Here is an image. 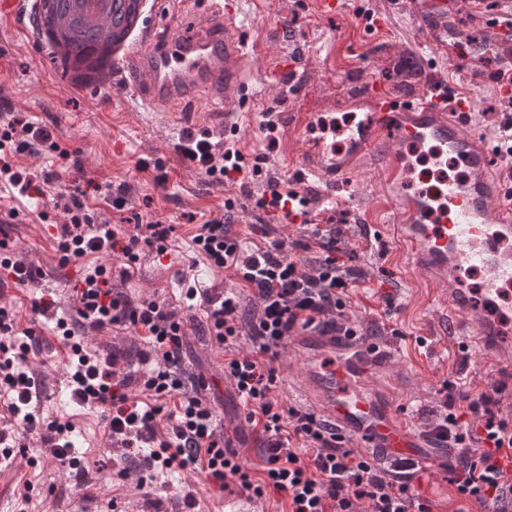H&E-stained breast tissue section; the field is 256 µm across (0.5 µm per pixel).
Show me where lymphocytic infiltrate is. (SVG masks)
Listing matches in <instances>:
<instances>
[{"instance_id": "f902f5d3", "label": "lymphocytic infiltrate", "mask_w": 512, "mask_h": 512, "mask_svg": "<svg viewBox=\"0 0 512 512\" xmlns=\"http://www.w3.org/2000/svg\"><path fill=\"white\" fill-rule=\"evenodd\" d=\"M52 134L24 118L10 120L0 130V182L5 181L30 192L32 179L13 169L9 150L52 146ZM180 155L219 184H247L261 175L266 155L246 159L236 137L212 141L209 134L186 133L177 146ZM310 201L287 182L269 179L253 206L267 215L310 227L323 254L315 266L294 260L282 240L272 239L252 250L243 249L227 216L234 200L224 205L225 216L200 225L192 241L211 265L234 270L249 290L241 297L235 289L205 295L210 332L225 349L236 346L241 334H249L254 356L230 358L224 375L233 385L247 412L246 422L262 433L265 478L253 480L238 461L235 449L215 435V412L198 396L181 395L182 383L174 368L181 359L185 325L166 304L144 299L139 303L113 295L105 268L87 275L77 290V323L61 317L56 326L69 347L72 362L69 388L79 405L109 414V437L124 448H145L148 473L136 485L149 486V472L178 468L205 473L219 487L235 478L241 491L262 497L266 490L282 493L288 512H432L411 491L422 469L420 462L396 457L388 467L373 464L353 450L341 448L335 428L315 414L282 408L274 397L277 377L269 357L282 346L296 325L361 335L358 323L345 318L348 292L360 281L359 273L340 264L339 240L335 229H326L310 220ZM63 232L57 239L62 259L95 252H118L128 263L139 258L140 242L155 246L157 254L167 250L168 230L150 225V235L140 239L132 234L118 236L108 222H97L80 202L66 210ZM252 302L251 319H244V302ZM98 331L121 327L145 339L149 352L140 358L137 372H129L119 349L87 351L76 326ZM38 340L34 330L16 332L11 309L0 306V456L12 458L27 434L41 432L51 457L85 477L80 459L69 454L71 424L41 421L31 409L39 392L24 364ZM139 379L144 396L130 399L126 389ZM179 396L175 412L165 413L162 401ZM492 394L482 393L468 405L469 412L481 416L480 430L467 428L457 406L454 384H445L434 421L426 436L432 444L459 451L456 477L458 494L477 508L497 505L496 512H512V474L503 472L496 457L504 448L512 449V425L498 418Z\"/></svg>"}]
</instances>
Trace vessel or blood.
Returning a JSON list of instances; mask_svg holds the SVG:
<instances>
[{
    "label": "vessel or blood",
    "instance_id": "obj_1",
    "mask_svg": "<svg viewBox=\"0 0 512 512\" xmlns=\"http://www.w3.org/2000/svg\"><path fill=\"white\" fill-rule=\"evenodd\" d=\"M153 15L164 19L199 14L211 27L204 32L181 26L164 39L145 25L137 48L117 71L113 83L137 93L153 112L184 117L186 103L202 99L209 109L196 121L213 122L215 107L227 103L245 108L248 86L244 73L251 53L228 33L237 13V0H153ZM354 99H368L363 119L337 129L341 148L299 135L301 165L321 182L343 187L351 169L347 156L383 154L382 197L373 208L387 212L401 252L414 261L449 322L462 316L471 321L464 330L467 352L491 356L498 371H512V330L503 327V293L512 287V189L490 172L493 149L465 130L461 115L476 105L473 95L457 98L447 113L437 88L420 98H395L376 88L355 90ZM413 145L433 148L434 165L454 160L462 176L440 188L441 209L431 212L424 189L408 178L403 155ZM481 279L471 292L470 275ZM286 346L301 362V394L312 400L317 418L335 426L344 442H356L370 454L408 457L441 468L445 452L431 447L409 424L406 411L380 403L365 389L363 379L379 352L355 343L352 337L299 326Z\"/></svg>",
    "mask_w": 512,
    "mask_h": 512
}]
</instances>
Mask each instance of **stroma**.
Wrapping results in <instances>:
<instances>
[{
  "label": "stroma",
  "instance_id": "obj_1",
  "mask_svg": "<svg viewBox=\"0 0 512 512\" xmlns=\"http://www.w3.org/2000/svg\"><path fill=\"white\" fill-rule=\"evenodd\" d=\"M512 15V0H448V16L433 20L428 0H344L342 10L321 15L315 0H239V15L230 25L244 44L265 39L267 47L253 60L245 77L252 97L237 134L246 157L266 152L270 160L247 191L212 182L177 152L187 131L211 133L222 140L223 125L184 119L174 123L167 113L147 111L133 93L112 88L87 90L65 86L50 62L48 51L30 31L29 12L18 9L0 15V122L10 114L47 127L55 148L40 147L14 153L10 162L25 169L40 193L20 196L0 189V209L17 208L18 215L0 222V241L15 259L42 269L41 277L19 285L6 279L0 306L13 310L17 330L36 328L42 350L26 362L40 383L34 411L45 421L71 423L73 452L90 468L89 480L76 482L69 472L44 453L39 437L26 440L23 453L0 468V476L31 484L29 502L12 497L0 512H49L63 500L68 512H186L184 497L193 494L199 512H226L236 484L227 491L213 489L200 472L175 469L156 474L152 495H144L135 481L144 466L145 450L113 447L102 412L81 407L68 388L70 351L56 328V317L76 319V287L94 268L111 271L110 284L131 301L145 298L169 304L187 316L184 357L178 372L186 393L210 400L219 431L233 434V445L252 475H260L261 437L245 420L246 408L224 378L227 353L209 336L202 301L187 302L188 287L219 292L235 287L233 270L207 264L194 250L192 237L199 224L222 216L226 199H234L235 229L245 247L259 244L251 225L266 221L253 207L267 178L292 179L297 171L291 158L298 151L292 135L303 113L321 104L335 107L336 117L349 113L345 101L357 86L380 85L391 96L419 94L437 83L446 96L473 92L477 115L467 128L492 137L502 118L498 84L473 74L471 64L484 60L488 69L512 67V33L503 17ZM301 57L292 73H275L278 62ZM274 113L279 141L267 151L260 129L262 113ZM380 164L375 158L355 162L351 189L343 200L326 199L308 183L300 188L309 198L318 221L340 233L346 266L361 270L364 279L351 292L345 312L374 332L376 341L396 342L397 356L387 368L371 370L367 385L378 397L405 409L415 429H423L429 412L440 400L445 382L470 395L488 390L493 365L488 359L465 355L456 339L441 335L431 304L430 288L413 265L389 260L378 231L363 233L361 218L380 191ZM81 197L95 216L109 220L122 235L150 222L170 226L168 252L141 245L134 267L121 255L91 253L61 262L55 239L65 209ZM46 221H37L38 213ZM396 300L387 308L386 296ZM53 304L51 313L35 314L33 300ZM87 349L116 346L126 351L131 367H138L145 348L140 337L121 330L83 329ZM448 468L426 471L419 494L432 512H469Z\"/></svg>",
  "mask_w": 512,
  "mask_h": 512
}]
</instances>
